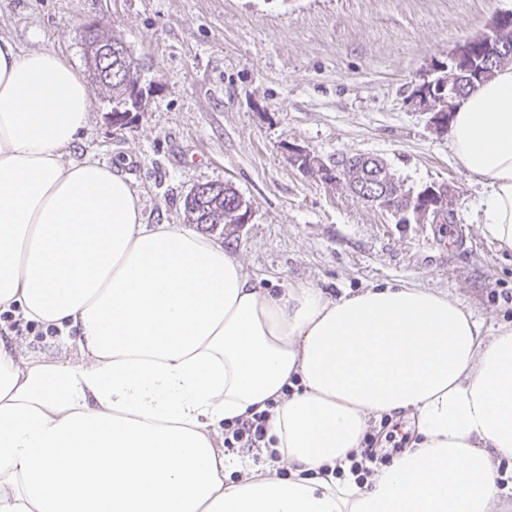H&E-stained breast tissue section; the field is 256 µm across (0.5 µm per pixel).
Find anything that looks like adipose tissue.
Segmentation results:
<instances>
[{"mask_svg": "<svg viewBox=\"0 0 512 512\" xmlns=\"http://www.w3.org/2000/svg\"><path fill=\"white\" fill-rule=\"evenodd\" d=\"M85 80L0 36V311L79 362L0 339V512H512V324L387 284L278 296L199 233L148 226L120 168L73 157ZM449 146L512 251V66L459 98ZM268 411L264 467L222 424ZM416 437L363 479L371 425Z\"/></svg>", "mask_w": 512, "mask_h": 512, "instance_id": "obj_1", "label": "adipose tissue"}]
</instances>
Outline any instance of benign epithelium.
Instances as JSON below:
<instances>
[{"label":"benign epithelium","instance_id":"obj_1","mask_svg":"<svg viewBox=\"0 0 512 512\" xmlns=\"http://www.w3.org/2000/svg\"><path fill=\"white\" fill-rule=\"evenodd\" d=\"M506 42L512 43L511 10L498 13L489 33L470 38L456 47L448 56V65L442 68V71L446 72L448 97L444 98L443 109L439 112L426 105L429 88L433 82L425 81L415 86L409 96V102L417 109L430 114L429 123L433 130L442 132L448 129L455 101L454 83L458 74L462 71H472L479 77L488 73V62L484 54L491 46L500 47ZM288 152L291 163L302 172L332 184L343 185L357 197L383 210L393 213L410 212L418 224L447 217L457 192L453 184L443 182L432 183L416 193H405L399 187L393 186L388 164L379 159L377 165L380 168V188L376 193L365 194L360 191L363 183L362 172H350L348 161L341 155L325 158L297 145L288 147Z\"/></svg>","mask_w":512,"mask_h":512}]
</instances>
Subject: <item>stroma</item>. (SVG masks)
Returning <instances> with one entry per match:
<instances>
[{"label":"stroma","mask_w":512,"mask_h":512,"mask_svg":"<svg viewBox=\"0 0 512 512\" xmlns=\"http://www.w3.org/2000/svg\"><path fill=\"white\" fill-rule=\"evenodd\" d=\"M508 10L512 0H0V36L83 75L84 24L123 39L144 104L115 124L109 92L89 83L76 152L120 164L148 223L186 226L189 191L228 182L252 214L216 241L259 288L310 284L335 299L410 284L448 293L490 330L512 322V253L484 234V189L408 96ZM292 144L378 157L413 191L455 182L448 220L400 225L307 176Z\"/></svg>","instance_id":"obj_1"}]
</instances>
